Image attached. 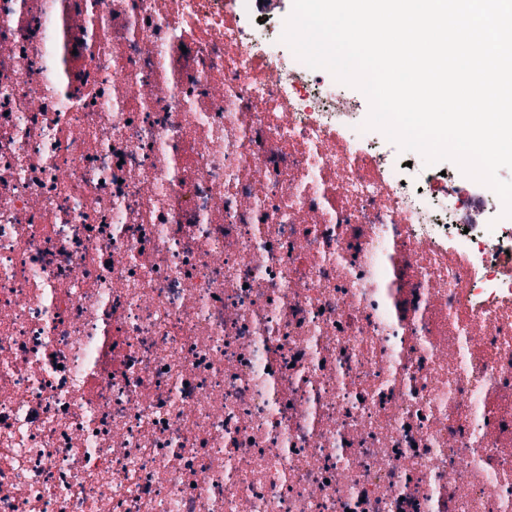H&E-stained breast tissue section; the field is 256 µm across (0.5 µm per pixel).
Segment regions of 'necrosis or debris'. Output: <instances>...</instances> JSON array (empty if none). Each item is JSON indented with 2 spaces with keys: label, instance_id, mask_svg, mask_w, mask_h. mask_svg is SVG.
<instances>
[{
  "label": "necrosis or debris",
  "instance_id": "4bbe7bcc",
  "mask_svg": "<svg viewBox=\"0 0 512 512\" xmlns=\"http://www.w3.org/2000/svg\"><path fill=\"white\" fill-rule=\"evenodd\" d=\"M249 11L0 0V512H512L495 192ZM277 3L274 5L273 9V18L267 22H263L264 25L255 27L256 36L267 42L271 48L278 52L288 53V55L293 54V51L286 44L278 42L274 38V34L272 32V22L276 16L281 14L290 15L293 10V0H276Z\"/></svg>",
  "mask_w": 512,
  "mask_h": 512
}]
</instances>
